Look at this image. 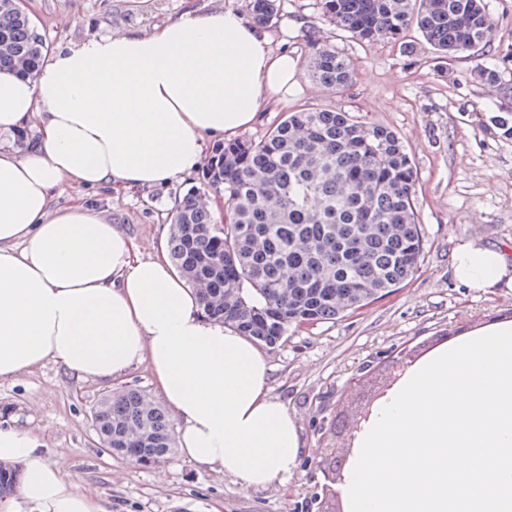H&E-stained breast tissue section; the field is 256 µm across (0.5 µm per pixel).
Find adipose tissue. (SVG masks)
I'll list each match as a JSON object with an SVG mask.
<instances>
[{"label":"adipose tissue","mask_w":512,"mask_h":512,"mask_svg":"<svg viewBox=\"0 0 512 512\" xmlns=\"http://www.w3.org/2000/svg\"><path fill=\"white\" fill-rule=\"evenodd\" d=\"M300 62L219 9L54 50L34 78L0 70V133L39 132L27 148L0 147V381L50 362L109 386L147 365L184 460L247 489L287 483L303 442L270 393L266 354L205 317L163 242L142 255L96 205L54 200L68 184L130 191L183 177L210 141L287 103ZM452 268L465 288H512V258L482 242L458 244ZM44 446L19 415L0 412V462L22 465L31 512H105Z\"/></svg>","instance_id":"obj_1"}]
</instances>
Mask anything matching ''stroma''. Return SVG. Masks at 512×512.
I'll list each match as a JSON object with an SVG mask.
<instances>
[{
	"mask_svg": "<svg viewBox=\"0 0 512 512\" xmlns=\"http://www.w3.org/2000/svg\"><path fill=\"white\" fill-rule=\"evenodd\" d=\"M493 21L486 44L443 59L417 28L400 39L366 42L329 25L319 0H277L266 29L279 49L309 59L324 40L347 58L352 82L324 89L307 71L291 110L326 107L364 126L401 137L417 173V211L424 249L401 288L344 317L300 328L267 349L271 393L284 401L307 449L288 484L245 489L232 478L196 468L179 455L160 465L101 451L91 410L104 386L64 376L54 364L0 383V410L11 408L42 432L47 457L66 480L100 496L107 512H340L329 454L346 442L348 415L380 382V366L406 351L427 353L441 336L512 319V290L457 287L452 253L474 239L512 253V137L498 121L512 117V0H484ZM246 12V0H26L51 48L111 31H149L186 10ZM495 71V85L477 74ZM199 172L148 190L65 187L104 209L139 247L167 238L174 205L199 187Z\"/></svg>",
	"mask_w": 512,
	"mask_h": 512,
	"instance_id": "obj_1",
	"label": "stroma"
}]
</instances>
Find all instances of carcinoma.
<instances>
[{
    "mask_svg": "<svg viewBox=\"0 0 512 512\" xmlns=\"http://www.w3.org/2000/svg\"><path fill=\"white\" fill-rule=\"evenodd\" d=\"M330 24L363 41L416 26L446 58L481 45L492 21L483 0H319ZM261 24L275 0H247ZM46 48L22 0H0V69L34 74ZM310 75L340 89L353 69L333 47H313ZM411 159L398 134L345 112L305 108L260 139L219 142L201 184L224 194L219 223L187 192L172 212L168 255L187 281L206 285V317L269 348L300 325L335 320L418 269L423 234ZM93 421L112 453L149 466L173 455L167 411L133 386L100 397ZM20 473L0 464V497Z\"/></svg>",
    "mask_w": 512,
    "mask_h": 512,
    "instance_id": "cac0c4a2",
    "label": "carcinoma"
}]
</instances>
